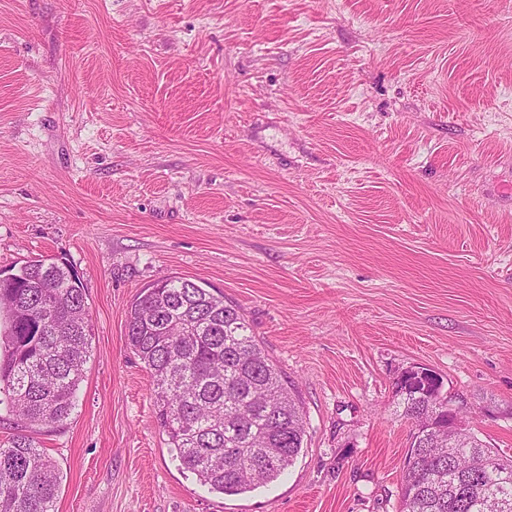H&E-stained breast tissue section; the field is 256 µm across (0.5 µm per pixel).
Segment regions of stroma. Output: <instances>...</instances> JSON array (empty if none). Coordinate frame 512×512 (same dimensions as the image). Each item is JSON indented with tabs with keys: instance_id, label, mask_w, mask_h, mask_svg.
<instances>
[{
	"instance_id": "1",
	"label": "stroma",
	"mask_w": 512,
	"mask_h": 512,
	"mask_svg": "<svg viewBox=\"0 0 512 512\" xmlns=\"http://www.w3.org/2000/svg\"><path fill=\"white\" fill-rule=\"evenodd\" d=\"M512 0H0V269L71 267L92 357L56 512H399L406 368L512 457ZM185 277L303 412L277 481L182 469L127 314Z\"/></svg>"
}]
</instances>
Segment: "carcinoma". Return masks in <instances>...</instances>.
<instances>
[{"label":"carcinoma","instance_id":"1","mask_svg":"<svg viewBox=\"0 0 512 512\" xmlns=\"http://www.w3.org/2000/svg\"><path fill=\"white\" fill-rule=\"evenodd\" d=\"M72 275L64 263L34 259L0 283L9 323L0 391L21 422L0 446V512H56L60 470L37 434L72 416L90 357L86 294ZM127 340L153 379L161 428L202 485L240 495L293 464L305 435L300 409L224 297L166 278L131 304ZM438 402L436 391L415 388L398 407L421 424ZM399 495L400 512H512V459L472 433L453 448L431 442L407 460Z\"/></svg>","mask_w":512,"mask_h":512}]
</instances>
